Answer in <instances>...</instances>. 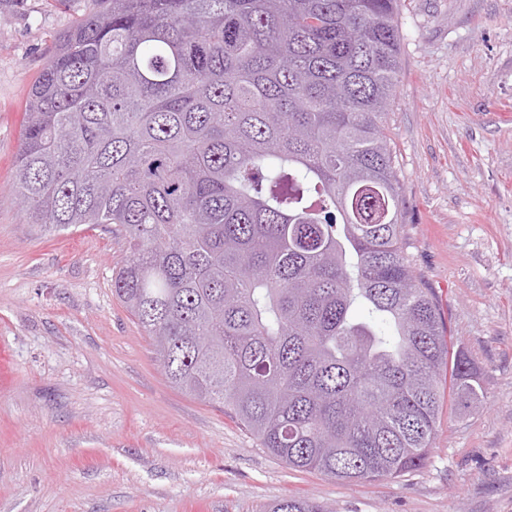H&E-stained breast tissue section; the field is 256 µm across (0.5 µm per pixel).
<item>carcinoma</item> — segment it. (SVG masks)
<instances>
[{"label":"carcinoma","mask_w":512,"mask_h":512,"mask_svg":"<svg viewBox=\"0 0 512 512\" xmlns=\"http://www.w3.org/2000/svg\"><path fill=\"white\" fill-rule=\"evenodd\" d=\"M398 2L90 0L30 91L12 185L36 232L120 236L113 291L175 389L352 483L425 466L445 396L485 402L403 247Z\"/></svg>","instance_id":"obj_1"}]
</instances>
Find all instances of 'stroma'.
<instances>
[{
    "instance_id": "1",
    "label": "stroma",
    "mask_w": 512,
    "mask_h": 512,
    "mask_svg": "<svg viewBox=\"0 0 512 512\" xmlns=\"http://www.w3.org/2000/svg\"><path fill=\"white\" fill-rule=\"evenodd\" d=\"M88 0H0V512H512V0H400L385 126L405 252L484 406L444 405L429 462L347 484L288 468L168 383L112 292L104 227L34 233L10 190L29 92ZM266 512H328L320 503L299 497L289 496L273 502L266 507Z\"/></svg>"
}]
</instances>
